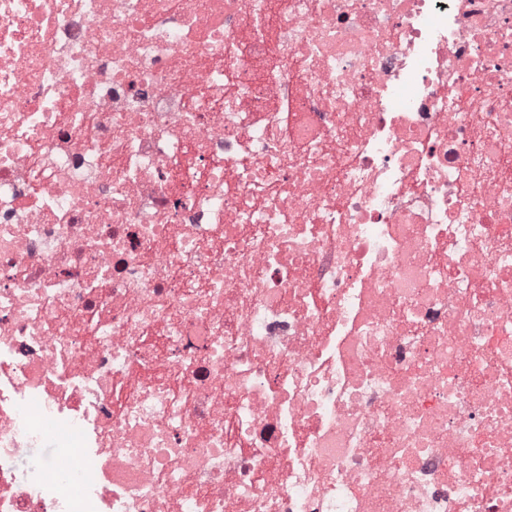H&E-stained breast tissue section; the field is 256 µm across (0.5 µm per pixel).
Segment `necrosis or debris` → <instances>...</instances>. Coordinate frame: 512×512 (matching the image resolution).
Wrapping results in <instances>:
<instances>
[{
	"label": "necrosis or debris",
	"instance_id": "1",
	"mask_svg": "<svg viewBox=\"0 0 512 512\" xmlns=\"http://www.w3.org/2000/svg\"><path fill=\"white\" fill-rule=\"evenodd\" d=\"M0 512H512V0H0Z\"/></svg>",
	"mask_w": 512,
	"mask_h": 512
}]
</instances>
